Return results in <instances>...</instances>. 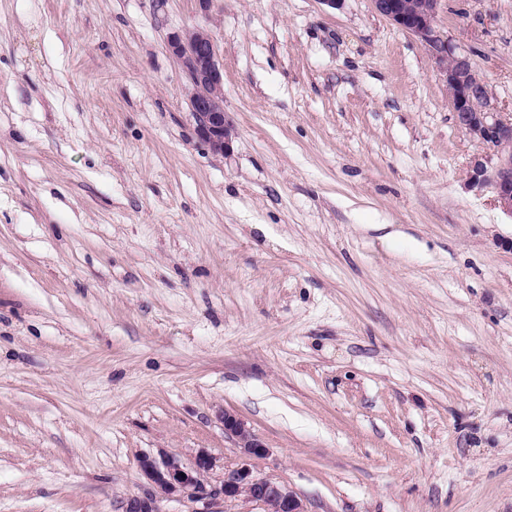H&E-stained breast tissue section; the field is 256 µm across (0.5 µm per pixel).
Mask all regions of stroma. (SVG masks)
Masks as SVG:
<instances>
[{"label":"stroma","instance_id":"obj_1","mask_svg":"<svg viewBox=\"0 0 512 512\" xmlns=\"http://www.w3.org/2000/svg\"><path fill=\"white\" fill-rule=\"evenodd\" d=\"M196 25L223 155L168 50ZM437 29L512 113V0ZM479 151L370 0H0V512H122L143 457L201 450L307 512H512V216L466 188ZM168 46L193 87L190 111L196 136L214 153L224 154L231 126L224 112L223 68L210 32L202 26L186 28L172 35ZM221 419L224 423V431L235 438L236 447L240 449L243 456L252 457L267 454V448L235 414L225 411Z\"/></svg>","mask_w":512,"mask_h":512}]
</instances>
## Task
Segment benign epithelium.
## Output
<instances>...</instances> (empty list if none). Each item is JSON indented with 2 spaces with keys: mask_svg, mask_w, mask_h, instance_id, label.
Segmentation results:
<instances>
[{
  "mask_svg": "<svg viewBox=\"0 0 512 512\" xmlns=\"http://www.w3.org/2000/svg\"><path fill=\"white\" fill-rule=\"evenodd\" d=\"M442 2L371 0L376 14L427 46L441 65L454 123L482 149L467 172L468 186H492L497 206L512 215V113L497 111L488 84L471 56L456 51L438 35L436 25ZM168 46L193 87L190 111L196 136L213 152H227L231 126L224 112L223 68L210 32L202 26L186 28L172 35ZM221 419L224 431L235 438L243 456L267 454L268 449L240 418L226 411ZM140 466L150 488L126 499L123 512H159L161 495L193 502L244 499L260 506L261 512H307L302 501L286 487L254 473L244 463L220 467L216 458L204 451L197 453L188 466L166 453L158 458L145 457ZM219 467L222 476L219 483L213 484L210 475Z\"/></svg>",
  "mask_w": 512,
  "mask_h": 512,
  "instance_id": "benign-epithelium-1",
  "label": "benign epithelium"
}]
</instances>
